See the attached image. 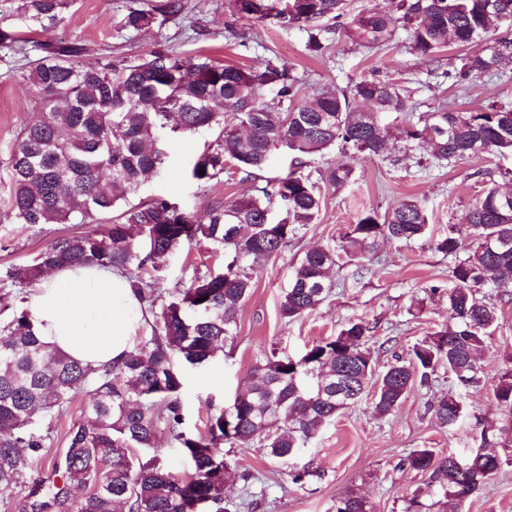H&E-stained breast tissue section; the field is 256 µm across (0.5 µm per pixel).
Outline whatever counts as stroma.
<instances>
[{"label": "stroma", "mask_w": 512, "mask_h": 512, "mask_svg": "<svg viewBox=\"0 0 512 512\" xmlns=\"http://www.w3.org/2000/svg\"><path fill=\"white\" fill-rule=\"evenodd\" d=\"M166 2L151 0L160 10L155 22L133 30L123 26L127 0H72L62 22L38 38L77 42L90 58L129 57L156 48L188 59L204 53L241 66L270 58L299 80L306 96L362 79L390 80L404 88L417 116L440 107L471 109L493 101L512 102V64L501 75L481 76L460 85L448 79V70L463 52L456 44L449 45L439 62L433 63L412 52L400 28L379 49L330 32L323 52L315 54L307 47L305 28L287 29L273 20L260 23L234 15L232 0H182L184 9L174 18L162 15ZM21 64L20 55L0 48V276L56 237L85 230L81 224H18L7 214L10 178L5 161L21 127L35 120L40 108L35 89L20 76ZM162 138L165 162L129 195L130 203L163 195L201 211L216 197L230 202L256 195L258 182L236 176L205 188L190 181L188 170L210 138L207 130L191 135L166 130ZM422 155L419 148L402 151L392 162L354 155L337 146L307 156L305 171L311 179H319L329 166L349 164L355 169V180L337 191L324 190L316 223L254 269L253 288L240 305L232 336L209 365L186 371L182 399L189 430H204L210 413L227 408L250 381L256 364L270 352L300 358L314 342L361 319L372 329L368 345L382 370L448 323L447 296L430 295L428 288L447 284L454 260L436 251L433 241L449 225L460 223L485 183L512 187V157L485 153L439 164L423 160ZM409 197L422 201L430 216L424 237L408 243L384 242L366 257L341 262L331 271L334 288L325 301L300 318L282 317L283 291L303 252L336 245L363 212L382 213ZM223 265V257L211 253L207 244L184 248L169 260L156 289L167 294L175 284H190L195 274ZM496 307L498 322L479 359L489 377L512 359V300L497 302ZM454 392L461 394L465 414L454 428L440 427L432 406ZM85 401V393H77L56 413L43 451L46 463L63 456L67 433L73 423L82 420ZM373 401V394H366L357 405L339 413L288 461L270 458L257 442L246 447L225 445L230 472L224 500L230 512H336L337 498L349 492L369 501L374 512H405L415 495L425 512H444L443 496L427 487L420 474L403 468L402 459L418 448L466 455L484 426L504 419L486 389L459 390L443 369L428 383L415 385L391 414L378 415ZM499 454L503 460L500 472L468 500L463 512H512V447L500 449ZM46 463L28 465V482L66 486L64 472H51ZM296 470L305 474L298 483L292 479Z\"/></svg>", "instance_id": "stroma-1"}]
</instances>
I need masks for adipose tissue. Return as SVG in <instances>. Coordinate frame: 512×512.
Listing matches in <instances>:
<instances>
[{"label": "adipose tissue", "mask_w": 512, "mask_h": 512, "mask_svg": "<svg viewBox=\"0 0 512 512\" xmlns=\"http://www.w3.org/2000/svg\"><path fill=\"white\" fill-rule=\"evenodd\" d=\"M36 312V330L45 342L97 367L129 350L142 308L123 276L103 268H72L44 278Z\"/></svg>", "instance_id": "1"}]
</instances>
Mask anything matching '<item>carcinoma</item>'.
Here are the masks:
<instances>
[{
  "label": "carcinoma",
  "instance_id": "1",
  "mask_svg": "<svg viewBox=\"0 0 512 512\" xmlns=\"http://www.w3.org/2000/svg\"><path fill=\"white\" fill-rule=\"evenodd\" d=\"M19 20L29 29L58 25L66 0H20ZM492 0H390L344 22V0H234L240 13L258 21L309 29L308 49H323L327 19L347 39L367 47L388 42L402 27L410 48L431 61L448 41L472 51L458 58L461 78L499 71L512 61V40L485 42L494 22ZM149 0H128L124 27L139 30L154 19ZM0 46L23 55L22 79L38 92L41 110L24 125L7 159L8 214L19 224H89L102 229L60 235L29 261L6 271L11 285L30 286L50 268L99 266L126 275L155 317L150 338L121 359L99 368L84 365L43 341L35 331L36 312L14 311L0 325V493L27 487V458L42 459L47 436L36 428L87 391L88 421L69 431L64 470L82 491L71 501L66 487L45 491L30 486L29 512H226V443H263L266 454L289 460L341 411L376 385L374 410L394 411L416 383L448 368L457 385L483 383L478 363L498 320L497 308L480 297L485 288L512 294V203L489 185L466 209L461 223L435 239L437 251L455 258L449 271L451 322L415 343L407 356L381 373L367 347L370 327L349 322L337 335L315 343L300 359L265 356L231 404L233 434L224 411L212 414L196 435L186 428L181 391L184 376L174 364L198 368L211 361L232 333L239 306L253 288L250 270L278 254L321 211L319 183L339 190L352 179L348 167H330L321 182L302 172L303 158L336 145L356 153L392 156L401 141L425 148L450 163L496 152L512 155V103L478 110L441 109L409 119L408 98L397 84L360 80L348 88H328L301 99L298 81L272 59L242 68L204 57L195 62L167 49L141 58L83 59L77 43L43 41L31 58L9 28L0 27ZM277 86L266 98V89ZM173 114L171 131L211 132L190 177L200 187L232 169L244 180L258 179L272 156L286 149L288 174L267 181L262 195L226 202L215 198L198 212L165 196L136 204L128 195L164 163L160 130ZM278 200L283 217L266 219ZM429 215L415 198L379 214L367 213L334 247L307 250L293 268L280 302L281 315L297 318L319 306L333 287L328 274L341 255L363 257L381 240L408 242L427 233ZM204 241L229 257L222 269L194 278L158 303L154 282L184 246ZM205 301H200V298ZM490 393L507 412L501 425L482 428L479 443L465 458L419 448L403 465L438 486L451 512L493 479L502 467L494 448L512 445V361L498 370ZM439 425L454 426L463 414L459 398L436 401ZM166 434L193 466L181 478L169 470L156 448ZM336 512H372L363 498L347 494Z\"/></svg>",
  "mask_w": 512,
  "mask_h": 512
}]
</instances>
